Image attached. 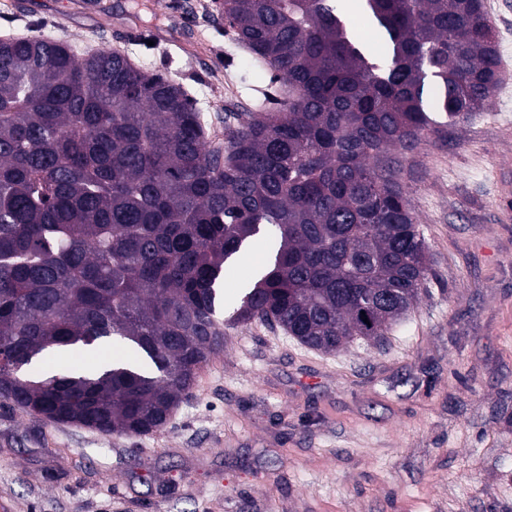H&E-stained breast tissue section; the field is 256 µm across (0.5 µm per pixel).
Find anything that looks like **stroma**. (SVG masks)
Wrapping results in <instances>:
<instances>
[{"instance_id":"35a3bbf8","label":"stroma","mask_w":512,"mask_h":512,"mask_svg":"<svg viewBox=\"0 0 512 512\" xmlns=\"http://www.w3.org/2000/svg\"><path fill=\"white\" fill-rule=\"evenodd\" d=\"M0 0V37L41 31L167 70L211 115L269 79L215 0ZM500 54L489 107L409 155L431 274L384 343L321 353L224 331L167 428L49 423L0 402V512H512V0H483Z\"/></svg>"}]
</instances>
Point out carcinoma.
I'll return each instance as SVG.
<instances>
[{"label":"carcinoma","instance_id":"obj_1","mask_svg":"<svg viewBox=\"0 0 512 512\" xmlns=\"http://www.w3.org/2000/svg\"><path fill=\"white\" fill-rule=\"evenodd\" d=\"M224 0L232 40L288 87L208 141L184 87L110 49L0 39V400L57 423L163 431L224 326L272 324L332 352L377 340L430 271L402 158L495 95L482 0ZM279 244L227 319L224 272ZM368 321H363V318ZM128 354L50 370L78 348Z\"/></svg>","mask_w":512,"mask_h":512}]
</instances>
